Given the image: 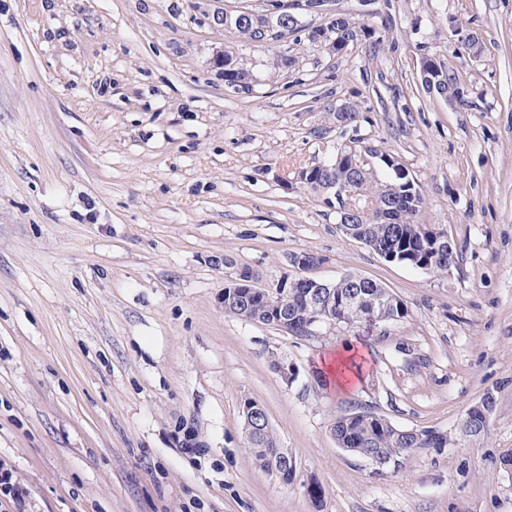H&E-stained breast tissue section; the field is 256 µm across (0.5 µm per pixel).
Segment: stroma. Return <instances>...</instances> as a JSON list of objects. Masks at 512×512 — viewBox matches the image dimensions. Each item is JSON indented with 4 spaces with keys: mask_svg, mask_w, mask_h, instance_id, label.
Wrapping results in <instances>:
<instances>
[{
    "mask_svg": "<svg viewBox=\"0 0 512 512\" xmlns=\"http://www.w3.org/2000/svg\"><path fill=\"white\" fill-rule=\"evenodd\" d=\"M238 3L0 0V463L30 512H512V0H336L371 36L339 54L307 37L319 11L282 43L237 38L214 15ZM224 48L252 91H226ZM427 59L467 107L424 91ZM346 103L359 118L341 125ZM346 146L409 171L420 223L457 248L447 273L385 261L297 181ZM293 252L320 257L315 279L380 283L409 317L298 340L225 314V279L274 284ZM345 340L363 380L325 388L317 366ZM487 395L484 434L459 438ZM248 401L292 484L246 448ZM357 404L452 442L377 470L330 431ZM183 424L203 455L182 452Z\"/></svg>",
    "mask_w": 512,
    "mask_h": 512,
    "instance_id": "1",
    "label": "stroma"
}]
</instances>
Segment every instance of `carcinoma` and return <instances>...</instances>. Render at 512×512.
Instances as JSON below:
<instances>
[{"instance_id":"obj_1","label":"carcinoma","mask_w":512,"mask_h":512,"mask_svg":"<svg viewBox=\"0 0 512 512\" xmlns=\"http://www.w3.org/2000/svg\"><path fill=\"white\" fill-rule=\"evenodd\" d=\"M268 27V19L259 16L249 23L239 24L233 20L227 23L239 38L249 42H260L267 38L262 29ZM335 52L340 53L368 37L362 25L346 16L336 25ZM224 69L236 77H246L251 71L239 64L230 50L224 51ZM353 151L344 147L333 160L336 167L328 174L305 184V187L328 197L336 189L328 187L334 181L336 185L344 182L353 184L356 195L371 201L373 210L364 222L359 224H342L344 235L361 241L375 254H386L393 261L405 265H420V268L443 274L454 263V245L448 243L445 248L433 244L434 237L444 233L436 225L420 224L417 217L425 205L424 195L419 185L411 176L392 173L380 178L370 168L355 172L338 157ZM394 207L400 217L398 224H385L380 219L381 208ZM287 319L302 327L312 319L320 316L323 308L336 309V324L356 323L365 315L380 317L384 322L402 321L409 316L407 305L397 295L382 285L363 277L348 274L336 280L333 295L327 296L314 306L305 301L304 289L296 282L295 276L288 277V297L284 299ZM224 313L242 318L264 322L265 313L257 301L241 298L230 304ZM336 444L340 448H350L352 453L368 458L373 454L384 462V468L393 469L394 463L404 464L407 458L418 448H445L448 435L433 430L402 429L392 424L379 413L369 409H350L335 417L331 424ZM479 411L470 408L462 421L460 432L463 436L477 438L484 433ZM263 449L269 455L277 452L279 446L273 431L261 427L257 441L249 449Z\"/></svg>"}]
</instances>
